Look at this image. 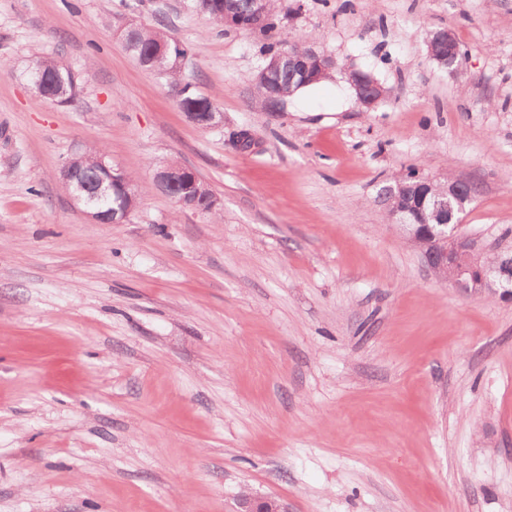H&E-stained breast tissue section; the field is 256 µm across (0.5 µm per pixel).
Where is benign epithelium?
<instances>
[{"label": "benign epithelium", "instance_id": "7a95c632", "mask_svg": "<svg viewBox=\"0 0 512 512\" xmlns=\"http://www.w3.org/2000/svg\"><path fill=\"white\" fill-rule=\"evenodd\" d=\"M254 4L250 18L224 14V26L254 27L265 0H254ZM427 46L430 59L439 67L451 72L460 68V46L451 31L438 32L427 41ZM285 67L292 69L302 83L311 84L328 77L335 68V60L311 48L304 51L284 48L261 69L260 77L271 82ZM348 82L363 109H373L388 94L374 77L359 70L348 73ZM187 118L206 129L224 124L222 112H191ZM189 178L199 180L194 171L177 163H168L155 174L157 187L170 196L174 195L173 187L178 181ZM389 193L392 198L388 204L389 218L402 226L407 241L422 252L440 281L469 298H493L512 303V255L500 250L495 260L488 262L486 250L479 248L463 231L460 215L472 200L467 182L450 180L438 185L428 178L413 183L401 180L390 187ZM241 506L242 512H287L275 499L252 495L244 496Z\"/></svg>", "mask_w": 512, "mask_h": 512}]
</instances>
